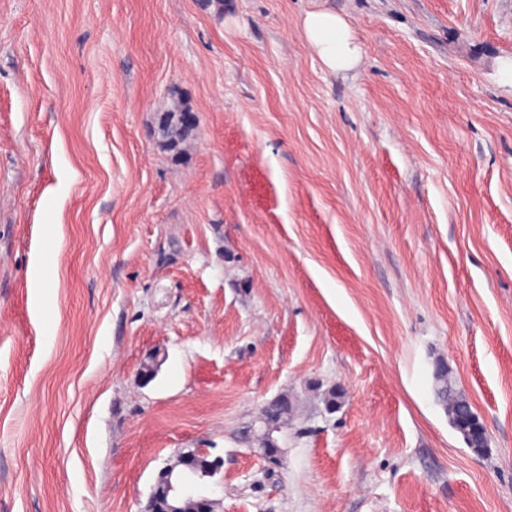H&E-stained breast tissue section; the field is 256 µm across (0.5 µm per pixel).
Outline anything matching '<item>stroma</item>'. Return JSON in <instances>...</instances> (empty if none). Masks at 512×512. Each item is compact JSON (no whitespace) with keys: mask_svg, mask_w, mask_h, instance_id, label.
<instances>
[{"mask_svg":"<svg viewBox=\"0 0 512 512\" xmlns=\"http://www.w3.org/2000/svg\"><path fill=\"white\" fill-rule=\"evenodd\" d=\"M511 59L512 0H0V512H141L195 448L215 512H512ZM303 31L322 63L332 72L350 70L358 64L361 47L341 15L329 10L308 12L303 19ZM189 113L191 112L184 109L181 102H177L168 112H164L159 119L165 122L166 136L162 145L175 159L180 156L183 143L195 128V124L187 119ZM448 365L444 362H438L435 367V395L438 402L444 407L448 413L449 420L452 425L455 424L456 416L459 423L464 417L463 406L464 395L457 391L453 375L448 378Z\"/></svg>","mask_w":512,"mask_h":512,"instance_id":"1","label":"stroma"}]
</instances>
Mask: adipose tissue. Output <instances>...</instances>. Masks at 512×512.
Segmentation results:
<instances>
[{
    "label": "adipose tissue",
    "mask_w": 512,
    "mask_h": 512,
    "mask_svg": "<svg viewBox=\"0 0 512 512\" xmlns=\"http://www.w3.org/2000/svg\"><path fill=\"white\" fill-rule=\"evenodd\" d=\"M303 31L322 63L332 72L350 70L358 64L361 47L341 15L329 10L309 12L303 20Z\"/></svg>",
    "instance_id": "ef3b65f1"
}]
</instances>
